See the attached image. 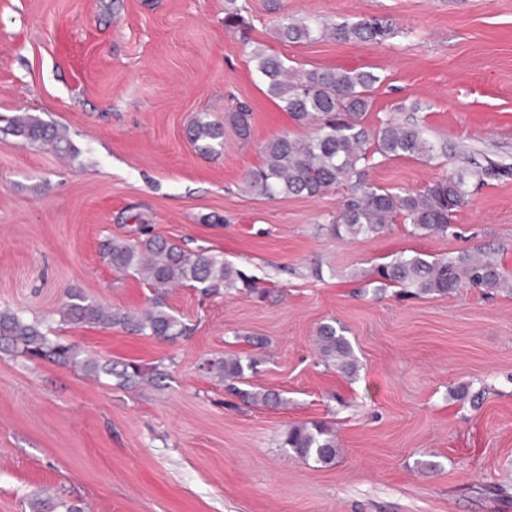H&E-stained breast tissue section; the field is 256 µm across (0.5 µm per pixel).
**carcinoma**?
Listing matches in <instances>:
<instances>
[{
  "label": "carcinoma",
  "instance_id": "carcinoma-1",
  "mask_svg": "<svg viewBox=\"0 0 512 512\" xmlns=\"http://www.w3.org/2000/svg\"><path fill=\"white\" fill-rule=\"evenodd\" d=\"M244 11L245 5L239 0H225L224 28L243 29ZM277 34L284 43L311 42L330 35L343 43L382 44L394 35V29L378 17L329 22L285 14L280 17ZM252 60L279 107L296 124L311 127L312 132L304 138L284 133L268 141L260 165L245 173L243 188L258 197L277 199L319 197L331 189L347 187L349 198L330 226L331 234L340 240L378 236L399 218L411 226V234L417 237L444 235L456 213L469 203L470 183L483 185L489 179L512 174V167L489 161L485 165L476 162L468 171L450 174L417 191L392 192L373 184L367 171L377 156L385 160L411 157L430 163L448 157L452 147L433 138L427 126L412 115L403 122L388 118L375 128L367 127L364 117L371 110L379 81L370 71H298L263 48L253 51ZM251 120L250 108L242 103L225 112L222 123L199 112L190 122L188 138L195 145L204 142L200 149L215 152L224 146V124L232 126L238 137L247 141ZM3 133L49 145L59 154L75 153L66 128L35 116L10 120ZM102 255L112 269L132 274L151 289L149 306L139 312L107 309L83 291L70 289L59 312L62 323L121 328L129 334L170 342L183 336L186 327L162 301L169 290L189 287L205 296L238 287L250 292L258 290L243 272L225 262L223 255L189 251L153 234L145 224L135 240L106 239ZM371 277L378 283V293L397 287L402 294L413 297L448 295L461 288L492 290L508 282L501 263L478 247L455 257L432 260L419 252L408 255L400 251L390 261L375 266ZM316 345L326 367L346 378L356 375L359 362L343 326L334 321L320 324ZM0 352L68 365L96 381L113 380L115 386L126 390L146 383L160 388L168 377L161 363L144 367L134 361H102L55 334L46 320H30L22 312L8 308L0 309ZM256 366L257 359L250 354H217L206 359L200 369L207 379L224 383L230 393L247 404L270 408L285 404L286 400L275 393L239 387L246 372L254 371ZM279 447L290 457L322 466L333 464L341 454L332 426L316 420L289 424L280 435ZM29 507L31 512H84L77 504L50 496L30 500Z\"/></svg>",
  "mask_w": 512,
  "mask_h": 512
}]
</instances>
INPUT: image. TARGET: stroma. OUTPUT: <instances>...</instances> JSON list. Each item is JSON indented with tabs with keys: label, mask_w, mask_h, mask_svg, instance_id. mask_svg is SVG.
Here are the masks:
<instances>
[{
	"label": "stroma",
	"mask_w": 512,
	"mask_h": 512,
	"mask_svg": "<svg viewBox=\"0 0 512 512\" xmlns=\"http://www.w3.org/2000/svg\"><path fill=\"white\" fill-rule=\"evenodd\" d=\"M247 0L245 34L225 31L224 0H0V129L30 114L65 127L70 157L0 132V308L54 324L103 360L164 363L163 388L124 390L71 367L0 353V512L47 489L87 512H512V291L375 293L374 265L413 250L450 257L484 248L512 271V176L474 190L447 235L395 222L340 241L329 226L340 187L269 200L241 188L264 145L308 136L249 59L265 46L297 70L373 72L375 127L419 119L463 154L427 164L375 159L371 183L418 190L466 168L469 152L512 165V0ZM330 20L387 18L381 45L278 41L279 12ZM252 110V135L224 131L201 153L196 113ZM203 247L268 291L165 302L188 328L165 343L60 323L67 289L137 310L151 293L114 272L104 238L139 225ZM343 324L360 368L345 379L318 359L317 326ZM263 339L248 386L287 399L251 407L198 366ZM470 395L456 396L459 386ZM336 429V463L305 464L278 446L288 424Z\"/></svg>",
	"instance_id": "stroma-1"
}]
</instances>
